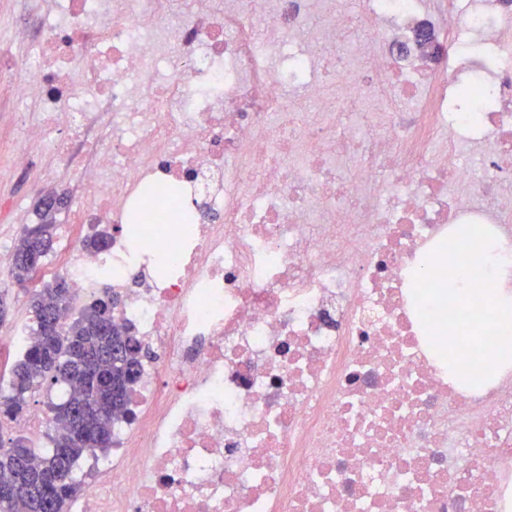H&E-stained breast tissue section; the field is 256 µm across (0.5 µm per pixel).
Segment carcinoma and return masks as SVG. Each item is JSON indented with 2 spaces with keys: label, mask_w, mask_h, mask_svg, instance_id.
I'll return each instance as SVG.
<instances>
[{
  "label": "carcinoma",
  "mask_w": 512,
  "mask_h": 512,
  "mask_svg": "<svg viewBox=\"0 0 512 512\" xmlns=\"http://www.w3.org/2000/svg\"><path fill=\"white\" fill-rule=\"evenodd\" d=\"M67 206L68 196L59 193L55 205L36 208L34 229L23 225L8 267L17 284L26 285L37 272L31 254L46 257L53 250L57 215ZM64 281L56 277L31 294L34 339L10 365L8 394L0 395V414L12 417L35 386L65 390V398L51 408L61 434L51 438L50 448H32L23 439L0 448V482L12 487L11 496L0 499V512H65L77 489L76 462L97 451L90 434L112 435L115 422L129 414V391L141 373V342L130 327L113 320L117 293L104 288L77 319L65 323L62 316L72 310L75 294L61 287Z\"/></svg>",
  "instance_id": "1"
}]
</instances>
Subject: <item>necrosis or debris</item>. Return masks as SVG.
I'll return each mask as SVG.
<instances>
[{"label": "necrosis or debris", "mask_w": 512, "mask_h": 512, "mask_svg": "<svg viewBox=\"0 0 512 512\" xmlns=\"http://www.w3.org/2000/svg\"><path fill=\"white\" fill-rule=\"evenodd\" d=\"M26 11L13 163L76 167L44 273L111 271L154 354L68 512H507L512 371L451 383L409 283L460 225L512 244V0Z\"/></svg>", "instance_id": "4bbe7bcc"}]
</instances>
